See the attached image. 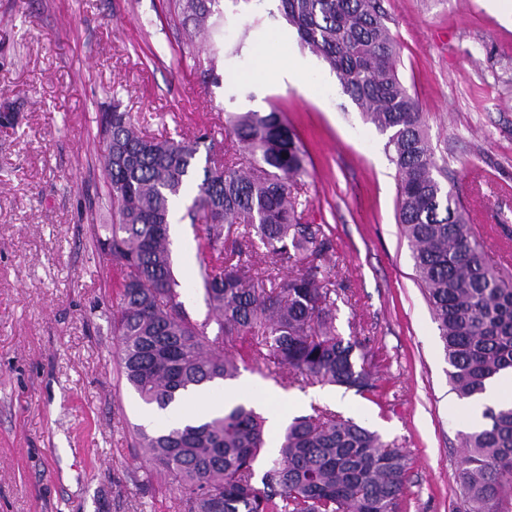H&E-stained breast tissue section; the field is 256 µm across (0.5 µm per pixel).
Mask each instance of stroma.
Here are the masks:
<instances>
[{
  "label": "stroma",
  "mask_w": 512,
  "mask_h": 512,
  "mask_svg": "<svg viewBox=\"0 0 512 512\" xmlns=\"http://www.w3.org/2000/svg\"><path fill=\"white\" fill-rule=\"evenodd\" d=\"M399 76L418 98L438 165L484 223L487 254L512 255V16L488 0H383ZM220 31L182 25L179 0H0V512H181L176 482L148 476L147 412L121 379L116 293L91 235L112 221L98 114L112 103L151 137L223 154L229 112L280 109L311 158L304 222L324 225L336 329L377 356L381 389L313 384L323 407L376 430L411 458L404 512H458L466 401L449 383L437 325L397 218L396 170L381 132L303 48L279 0H219ZM295 53L298 76H265L257 48ZM185 193L170 227L189 315L203 224ZM289 394L301 389L292 386Z\"/></svg>",
  "instance_id": "1"
}]
</instances>
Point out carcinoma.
I'll list each match as a JSON object with an SVG mask.
<instances>
[{
    "label": "carcinoma",
    "instance_id": "carcinoma-1",
    "mask_svg": "<svg viewBox=\"0 0 512 512\" xmlns=\"http://www.w3.org/2000/svg\"><path fill=\"white\" fill-rule=\"evenodd\" d=\"M218 0H185L199 29L217 28ZM300 44L336 73L342 90L381 131L397 173L399 224L413 247L421 288L437 323L460 399L481 397L512 376V279L490 264L456 187L425 135L418 99L398 75V53L381 0H279ZM232 154L199 166L197 143L149 138L112 105L102 159L112 223L95 236L117 274L112 335L119 366L141 399L160 409L182 393L240 370L286 373L360 395L379 389L372 360L336 332L332 243L323 225L298 215L307 152L283 113L231 112ZM196 184L187 208L203 217L199 284L217 326L234 343L213 348L209 322L191 320L169 248L173 202ZM239 237L226 247L232 227ZM485 423L463 435L458 481L466 512H512V400L484 407ZM149 473L177 481L183 512H401L409 459L354 421L313 409L288 424L267 453L266 418L247 403L153 434L137 429Z\"/></svg>",
    "mask_w": 512,
    "mask_h": 512
}]
</instances>
